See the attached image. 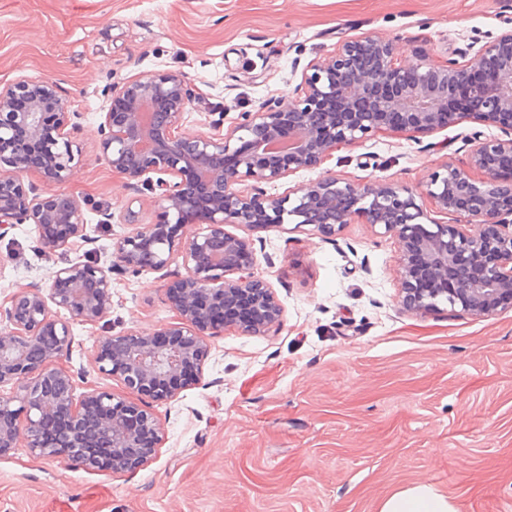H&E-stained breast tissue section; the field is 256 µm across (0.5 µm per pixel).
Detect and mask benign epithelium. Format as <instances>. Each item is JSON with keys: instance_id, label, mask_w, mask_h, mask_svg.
<instances>
[{"instance_id": "1", "label": "benign epithelium", "mask_w": 512, "mask_h": 512, "mask_svg": "<svg viewBox=\"0 0 512 512\" xmlns=\"http://www.w3.org/2000/svg\"><path fill=\"white\" fill-rule=\"evenodd\" d=\"M195 99L180 71L112 85L100 158L112 172L144 182L157 221L138 224L128 211L123 221L131 229L113 241L110 263L58 266L48 287L33 283L0 305V458L22 446L35 458L100 472L97 449L108 448L114 473L156 455L161 427L149 404L171 402L201 382L208 337L228 329L257 335L280 321L273 288L255 272L252 243L226 232L228 224L291 221L325 234L346 224L378 225L401 244L407 311L446 305L491 316L512 309V177L505 175L512 168V26L437 64L424 50L407 63L378 36L342 40L307 64L290 103L267 97L222 133L182 131ZM77 117L47 77L0 86V238L16 224H31L48 252L89 242L76 197L61 189L40 196L23 181L31 171L50 185L70 180ZM466 117L506 137L475 132L467 166L446 163L420 190L331 174L296 189L294 199L262 188L320 165L338 145L381 131L429 136ZM434 211L449 220L432 217ZM194 224L200 228L184 234ZM178 259L186 275L167 295L177 322L97 340L90 369L118 381L124 393L80 391L87 370L62 366L74 344L72 324L106 320L112 274L162 271ZM241 297L251 301L249 321L216 316Z\"/></svg>"}]
</instances>
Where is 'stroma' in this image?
Here are the masks:
<instances>
[{
    "instance_id": "stroma-1",
    "label": "stroma",
    "mask_w": 512,
    "mask_h": 512,
    "mask_svg": "<svg viewBox=\"0 0 512 512\" xmlns=\"http://www.w3.org/2000/svg\"><path fill=\"white\" fill-rule=\"evenodd\" d=\"M504 20L501 0H0V85L51 78L79 114V161L64 189L93 238L44 254L32 225H16L0 238V301L56 265L108 259L129 230L126 210L155 222L150 191L99 158L113 84L184 72L196 89L184 132L226 129L258 100H291L302 66L342 39L377 35L403 60L424 49L438 62L491 40ZM479 129L499 133L469 118L421 139L382 131L267 192L329 173L418 189L441 164H465ZM104 210L115 222L100 223ZM228 231L253 242L281 323L211 337L203 381L155 406L163 440L138 470L85 471L22 448L0 458V512H378L417 484L456 512H512V309L406 312L400 243L377 226ZM183 274L113 276L107 322L72 326L70 367L87 362L99 337L175 322L167 292Z\"/></svg>"
}]
</instances>
